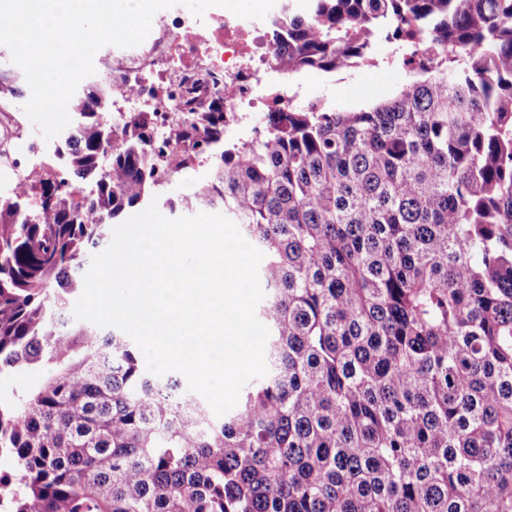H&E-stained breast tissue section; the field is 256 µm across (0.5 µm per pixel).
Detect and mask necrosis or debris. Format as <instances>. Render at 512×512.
I'll use <instances>...</instances> for the list:
<instances>
[{"mask_svg": "<svg viewBox=\"0 0 512 512\" xmlns=\"http://www.w3.org/2000/svg\"><path fill=\"white\" fill-rule=\"evenodd\" d=\"M222 25L219 35L197 36L194 42L168 54L164 44L175 31L197 27L196 21L179 14L162 21L140 45L113 54L109 61L94 63L96 78H119L122 116L153 108V139L165 143L167 153L174 155L180 150L169 134L179 119V103L186 97H195L204 110L212 103H223L224 129L228 132L238 128L258 105L288 98L283 90L271 97L264 92L272 64L269 52L262 49L259 29L250 22L228 18ZM55 152L52 146L26 145L16 159L17 173L1 182L0 188L27 193L43 161Z\"/></svg>", "mask_w": 512, "mask_h": 512, "instance_id": "4bbe7bcc", "label": "necrosis or debris"}]
</instances>
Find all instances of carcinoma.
Wrapping results in <instances>:
<instances>
[{"label": "carcinoma", "instance_id": "carcinoma-1", "mask_svg": "<svg viewBox=\"0 0 512 512\" xmlns=\"http://www.w3.org/2000/svg\"><path fill=\"white\" fill-rule=\"evenodd\" d=\"M280 0L284 77L437 52L386 99L288 102L219 150L189 109L222 204L264 255L268 373L218 420L78 320L92 254L156 196L146 113L119 135L70 101L69 182L0 195V450L14 512H512V0ZM91 179L86 194L76 180Z\"/></svg>", "mask_w": 512, "mask_h": 512}]
</instances>
